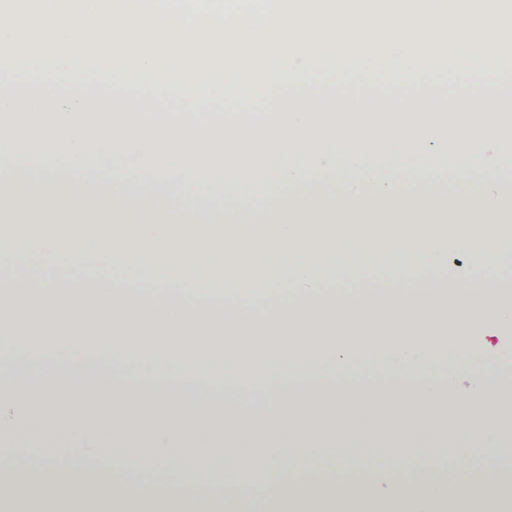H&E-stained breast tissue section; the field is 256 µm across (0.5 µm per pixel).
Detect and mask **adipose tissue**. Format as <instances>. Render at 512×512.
I'll return each instance as SVG.
<instances>
[{
  "label": "adipose tissue",
  "instance_id": "ef3b65f1",
  "mask_svg": "<svg viewBox=\"0 0 512 512\" xmlns=\"http://www.w3.org/2000/svg\"><path fill=\"white\" fill-rule=\"evenodd\" d=\"M480 131L453 133L460 161L448 173L423 164L432 136L389 135L398 168L363 165L377 140L338 142L346 178L313 187L323 158L309 152L299 168L273 154L262 171L264 206L225 202L222 175L242 169L244 155H215L159 139L133 138L131 165L79 170L41 168L45 151L68 156L88 143L102 154L118 135L51 132L28 138L0 132V345L14 357L68 365L109 360L114 380L142 385L155 365L165 383L223 380L233 397L257 392L272 401L256 424L194 405L158 407L131 393L96 395L72 383L53 389L15 385L0 370V404L27 415L38 405L39 433L8 426L0 446L13 459H43L36 468L0 473V501L10 512H224V500L188 501L167 490L170 477H192L218 488L242 486L255 470L277 472L251 512H512V475L490 494L460 497L440 475L406 495L390 484L420 450L444 449L461 481L471 449L512 447V421L488 404L486 378L512 366V347L482 354L481 326L503 319L505 292L482 288L492 269L486 255L512 262V202L502 196L495 160L478 148ZM172 148L163 172L158 154ZM474 192L460 198L457 187ZM469 255L451 269L446 288H412L409 280L447 263L449 249ZM370 253L377 288H355L358 257ZM31 257L91 260L99 281L31 267L25 287H8L16 266ZM389 359L405 368L416 394L367 389L343 398L332 392L289 401L274 393L294 374ZM450 363L448 373L429 368ZM468 373L463 403L478 426L447 432L439 407ZM322 447L326 478L286 481L288 460ZM373 466L375 480L351 490L335 480L348 451ZM135 470L138 487L112 477Z\"/></svg>",
  "mask_w": 512,
  "mask_h": 512
}]
</instances>
